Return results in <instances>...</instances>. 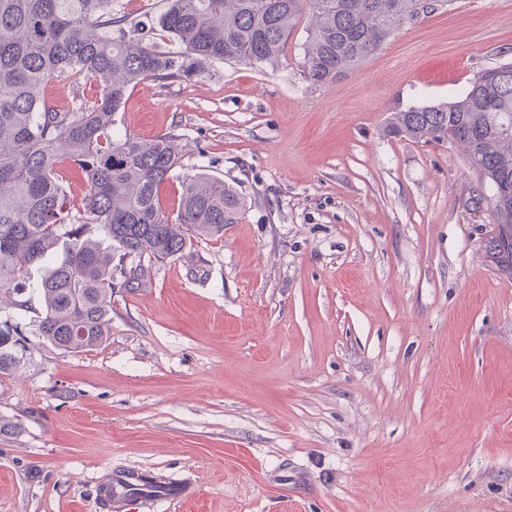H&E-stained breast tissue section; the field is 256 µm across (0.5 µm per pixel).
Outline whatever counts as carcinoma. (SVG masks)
Instances as JSON below:
<instances>
[{"label":"carcinoma","mask_w":512,"mask_h":512,"mask_svg":"<svg viewBox=\"0 0 512 512\" xmlns=\"http://www.w3.org/2000/svg\"><path fill=\"white\" fill-rule=\"evenodd\" d=\"M113 0H0V375L14 371L21 325L10 309L46 261L34 335L65 351L110 335L112 294L151 281L153 265L184 256L193 238H219L241 221L237 190L206 173L182 182L176 213L159 189L180 166L175 137L116 139L114 116L147 81L189 80L215 61L275 67L308 4L303 74L341 79L373 55L424 0H169L158 22L134 20ZM483 71L458 98L396 110L385 127L412 141L463 143L489 187L495 234L486 260L512 276V62ZM55 78L96 87L50 104ZM81 170L74 201L63 176Z\"/></svg>","instance_id":"carcinoma-1"}]
</instances>
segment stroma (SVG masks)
Listing matches in <instances>:
<instances>
[{
  "label": "stroma",
  "mask_w": 512,
  "mask_h": 512,
  "mask_svg": "<svg viewBox=\"0 0 512 512\" xmlns=\"http://www.w3.org/2000/svg\"><path fill=\"white\" fill-rule=\"evenodd\" d=\"M307 20L277 67L145 81L116 137H176L240 223L116 289L111 334H25L0 377V512H100L114 468L190 479L146 512H512V278L484 258L489 191L458 143L386 136L512 62V0H449L325 86Z\"/></svg>",
  "instance_id": "obj_1"
}]
</instances>
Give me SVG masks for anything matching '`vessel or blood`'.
<instances>
[{
	"instance_id": "1",
	"label": "vessel or blood",
	"mask_w": 512,
	"mask_h": 512,
	"mask_svg": "<svg viewBox=\"0 0 512 512\" xmlns=\"http://www.w3.org/2000/svg\"><path fill=\"white\" fill-rule=\"evenodd\" d=\"M196 495V490L180 482H168L154 476L145 482L139 472L118 471L110 483L100 488L98 497L106 512H125L133 503L148 505L163 498L169 503L179 504L193 500Z\"/></svg>"
}]
</instances>
